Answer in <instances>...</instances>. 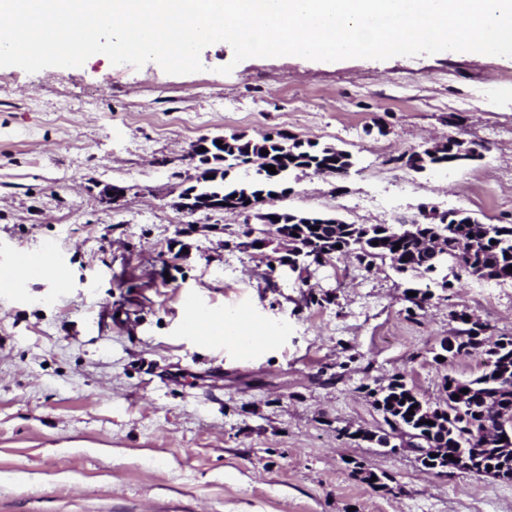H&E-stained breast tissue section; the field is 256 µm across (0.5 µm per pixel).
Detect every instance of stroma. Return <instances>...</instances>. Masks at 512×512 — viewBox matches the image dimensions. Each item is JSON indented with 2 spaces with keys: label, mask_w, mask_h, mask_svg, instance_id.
Masks as SVG:
<instances>
[{
  "label": "stroma",
  "mask_w": 512,
  "mask_h": 512,
  "mask_svg": "<svg viewBox=\"0 0 512 512\" xmlns=\"http://www.w3.org/2000/svg\"><path fill=\"white\" fill-rule=\"evenodd\" d=\"M232 58L214 43L200 72L149 62L114 80L104 56L0 67V275L53 251L43 279L0 285V512H512V481L430 472L345 434L385 430L372 392L395 375L433 404L444 376L480 375L477 356H435L459 313L512 336V280L419 277L432 297L415 309L390 260L272 274V248H237L252 214L175 207L192 142L284 130L353 165L338 179L289 172L267 209L512 223V57ZM450 135L480 158L401 163ZM106 184L124 198L103 203ZM240 307L269 336L250 355L184 331L190 312Z\"/></svg>",
  "instance_id": "obj_1"
}]
</instances>
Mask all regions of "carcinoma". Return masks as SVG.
<instances>
[{
	"instance_id": "cac0c4a2",
	"label": "carcinoma",
	"mask_w": 512,
	"mask_h": 512,
	"mask_svg": "<svg viewBox=\"0 0 512 512\" xmlns=\"http://www.w3.org/2000/svg\"><path fill=\"white\" fill-rule=\"evenodd\" d=\"M267 154H261V151ZM254 162L260 178L248 185L227 181L232 165ZM275 166L272 174L266 166ZM352 165L351 155L332 145L306 143L277 132L254 141L243 135L232 134L224 138V164L219 175L197 185L199 197H222L228 202L250 201L257 205L260 198L276 193L290 169L310 170L312 173L336 175ZM448 222L441 224H345L323 216L303 217L291 214L284 218L288 236L298 234L294 241L298 248L296 270L304 272L311 266H323L335 256L350 252L359 263L371 265L378 258H389L399 273L415 277L436 276L435 283L446 290L462 277L480 279L485 276L501 281L512 280V224H486L469 214L447 213ZM400 249H395V246ZM459 257V272L448 279L441 268L448 255ZM467 328L454 337L455 353L483 356L482 374L470 381L454 377L444 378L443 388L448 400L460 395L465 398L464 409L453 405L448 408L460 413L474 428V447L480 449L469 456L471 473L512 480V449L496 445L497 431L501 429L498 414L512 410V336L494 338L486 335L483 324L466 321L463 314L456 315ZM468 393H462V390ZM374 402L381 406L390 432L376 439L379 445L389 444V437L408 436L430 442V447L441 453L438 465L456 466L454 458L461 455L460 448L442 423L428 424L432 417L416 407L418 394L409 387L402 375H397L378 390L371 391Z\"/></svg>"
}]
</instances>
